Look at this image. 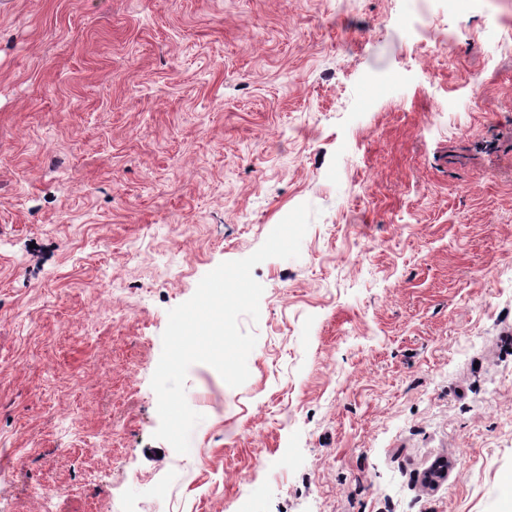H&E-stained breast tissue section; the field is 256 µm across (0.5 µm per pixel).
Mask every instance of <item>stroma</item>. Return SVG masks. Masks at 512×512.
Masks as SVG:
<instances>
[{"mask_svg":"<svg viewBox=\"0 0 512 512\" xmlns=\"http://www.w3.org/2000/svg\"><path fill=\"white\" fill-rule=\"evenodd\" d=\"M511 37L512 0H0V512H500ZM303 203L176 453L169 310Z\"/></svg>","mask_w":512,"mask_h":512,"instance_id":"stroma-1","label":"stroma"}]
</instances>
